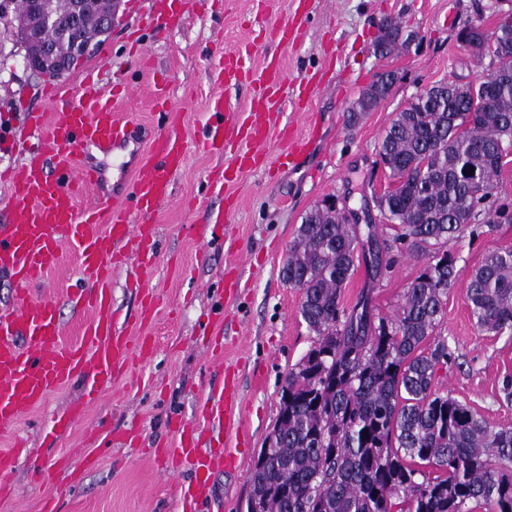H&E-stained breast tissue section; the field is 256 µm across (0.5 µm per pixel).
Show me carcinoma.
I'll list each match as a JSON object with an SVG mask.
<instances>
[{"label": "carcinoma", "mask_w": 512, "mask_h": 512, "mask_svg": "<svg viewBox=\"0 0 512 512\" xmlns=\"http://www.w3.org/2000/svg\"><path fill=\"white\" fill-rule=\"evenodd\" d=\"M52 4L45 34L64 59L71 36L91 38L112 10L103 0L77 21L70 0ZM10 11L23 30V0H0V17ZM378 43L384 53L405 45L397 25ZM490 43L489 58H512V25H495ZM510 149L512 69L467 94L440 81L395 114L378 153L397 187L374 202L397 226L395 241L427 262L390 317L372 313L367 297L344 316L361 228L328 210L306 213L281 273L315 339L281 385L249 477L252 512H512V426L435 389L452 352L432 340L456 279V259L436 247L480 235L492 210L512 223L496 193ZM466 300L481 330L512 339V249L485 254Z\"/></svg>", "instance_id": "obj_1"}]
</instances>
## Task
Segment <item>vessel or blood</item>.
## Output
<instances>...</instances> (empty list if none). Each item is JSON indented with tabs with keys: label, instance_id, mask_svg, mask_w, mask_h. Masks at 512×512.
Wrapping results in <instances>:
<instances>
[{
	"label": "vessel or blood",
	"instance_id": "obj_1",
	"mask_svg": "<svg viewBox=\"0 0 512 512\" xmlns=\"http://www.w3.org/2000/svg\"><path fill=\"white\" fill-rule=\"evenodd\" d=\"M190 2L148 0L149 9L139 20L154 29L177 24ZM222 73L227 82L248 78L242 53L225 54ZM257 84L259 91L246 112L228 108L222 94L212 95L206 104V132L193 144L176 130L154 136L145 146L133 144L138 127L135 113L117 111L101 100L93 83L78 98L69 97L58 84H49V110L26 113L23 130L13 144L21 160L6 173L10 196L0 207V277L11 283L13 297L11 307L0 309L1 429L43 404L55 388L88 377L90 386L84 396L54 422L57 430L68 429L84 417L104 384L134 359L147 357L151 337L112 329L108 315L112 272L134 263L148 282L145 299H154L156 290L149 282L155 275L158 239L152 217L171 199V176L184 165L189 146L219 157L233 152L234 169L210 175L219 188L233 171L267 164L266 145L281 106L276 62L267 64ZM311 141V134L289 133L278 165H295ZM127 145L134 152L131 180L112 193H99L101 173L85 161V150L107 154ZM87 189L97 193L90 212L77 207ZM66 247L76 251L79 265L68 297L95 312L81 342L67 345L60 341L63 329L56 305L33 293ZM242 407L237 380L227 375L220 386L208 391L196 416L180 422L174 446L156 449L157 464L176 479V496L195 502L207 499L214 475L231 468L235 457L226 450L224 440L244 433ZM24 448L20 442L12 451L0 453V494L9 487ZM185 473L191 480L183 484L179 478Z\"/></svg>",
	"mask_w": 512,
	"mask_h": 512
}]
</instances>
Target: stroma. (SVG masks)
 <instances>
[{
    "instance_id": "stroma-1",
    "label": "stroma",
    "mask_w": 512,
    "mask_h": 512,
    "mask_svg": "<svg viewBox=\"0 0 512 512\" xmlns=\"http://www.w3.org/2000/svg\"><path fill=\"white\" fill-rule=\"evenodd\" d=\"M481 0H198L186 22L158 33L144 31L146 60L132 56L127 37L139 18L138 0H123L111 34L97 42L62 81L78 93L85 70L100 67L103 84L125 82L135 89L131 107L146 134L175 126L187 140L201 136L208 115L204 103L216 91L237 110H246L254 86L219 87L216 75L227 50L246 54V65L260 72L266 59H276L284 78L283 93L294 98L306 91L304 111H285L283 121L299 130L314 124L319 139L311 153L276 177L244 171L211 193L207 175L221 160L190 151L173 176V199L155 214L160 227L154 284L161 291L149 322L141 320V296L135 269L126 265L112 278L110 311L118 328L143 333L153 341L144 361L102 387L97 403L63 437L53 430L84 392L82 380L52 391L45 402L0 431V450L15 439L27 443L14 474L13 490L0 496V512H177L168 475L145 451L169 447L179 420L194 416L205 390L234 369L244 398L245 444L229 440L238 458L234 470L214 478L211 498L200 512H246L249 473L273 428L279 390L289 368L311 348L313 336L299 312L301 295L281 275L288 245L304 215L326 197H336L356 213L358 224L375 226L378 247L392 246L397 230L384 223L373 199L392 181L380 166L377 145L396 112L425 87L442 80L461 83L486 76L489 62L471 56L456 39L476 15ZM296 9L301 28L296 38L277 43L266 31ZM415 32L409 50L376 55L374 45L386 22ZM394 72L389 93L355 128H347L348 110L377 73ZM164 79L176 105L172 117L158 115L151 91ZM45 77L28 70L9 22L0 21V129H20L24 110L46 108ZM236 208L230 231L237 253H227L221 238L201 240L197 224L214 223L224 213L226 198ZM512 249V223L498 224L487 234L462 235L448 247L457 258V276L448 292L436 340L455 356L439 369L436 388L469 405L487 421L512 425V405L499 397L504 373L512 374V341L482 332L466 303V286L485 253ZM78 263L64 249L58 265L39 287L54 298L63 324V342L79 341L87 312L74 308L66 290ZM423 257L402 252L392 267L373 272L357 258L342 294V307L352 310L369 299L375 313L393 315ZM236 269L241 280L237 298H228L224 272ZM224 343L222 362L209 347Z\"/></svg>"
}]
</instances>
